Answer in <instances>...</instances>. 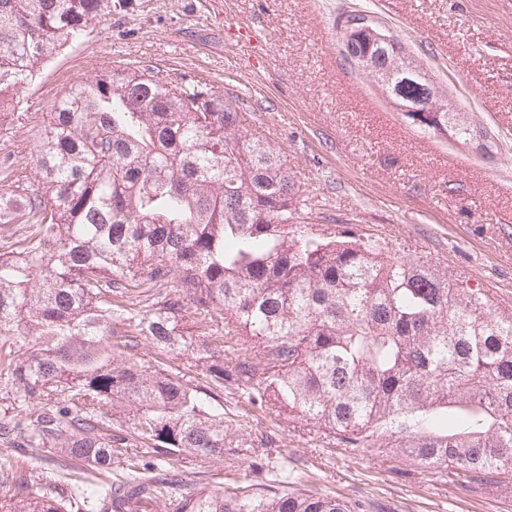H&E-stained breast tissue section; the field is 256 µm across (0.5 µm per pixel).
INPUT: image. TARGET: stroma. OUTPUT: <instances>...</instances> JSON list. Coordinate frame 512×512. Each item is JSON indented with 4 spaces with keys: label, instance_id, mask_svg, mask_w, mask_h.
<instances>
[{
    "label": "stroma",
    "instance_id": "1",
    "mask_svg": "<svg viewBox=\"0 0 512 512\" xmlns=\"http://www.w3.org/2000/svg\"><path fill=\"white\" fill-rule=\"evenodd\" d=\"M353 14L397 36L483 139L464 145L410 125L348 62L340 25ZM232 26L252 27L259 58L227 41ZM121 63L196 78L238 99L283 156L308 231L374 237L512 307V0H127L77 46L42 62L20 104L0 112V160L14 177L38 188L45 113L73 84ZM217 401L247 445L179 459L182 494L263 491L269 475L284 472L289 489L357 501L366 512H512V484L461 491L448 469L346 447L270 414L231 382ZM0 469L11 476L2 500L45 493L70 502L59 453L35 456L0 438Z\"/></svg>",
    "mask_w": 512,
    "mask_h": 512
}]
</instances>
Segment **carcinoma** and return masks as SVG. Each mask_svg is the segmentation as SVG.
<instances>
[{"mask_svg":"<svg viewBox=\"0 0 512 512\" xmlns=\"http://www.w3.org/2000/svg\"><path fill=\"white\" fill-rule=\"evenodd\" d=\"M112 14V0H0V112L42 61ZM344 22L354 65L369 71L410 124L466 144L476 128L445 103L394 36ZM44 190L0 193V224H26L0 246V334L13 339L0 378L23 400L56 398L52 414L0 424L39 454L88 471L79 512H150L175 472L146 476L128 439L104 427L130 417L133 441L166 460L239 448L208 387L164 363L145 366L144 338L188 352L213 385L231 380L262 406L312 422L352 448L396 450L450 468L462 489L512 480V312L488 291L395 256L372 238L308 235L295 184L248 114L208 83L149 66L113 68L71 86L44 117ZM173 288L170 293L167 288ZM151 305L133 310L130 290ZM199 315L180 324L185 302ZM224 312L234 365L211 337ZM0 512H64L37 495ZM175 512H362L319 493L212 491Z\"/></svg>","mask_w":512,"mask_h":512,"instance_id":"cac0c4a2","label":"carcinoma"}]
</instances>
